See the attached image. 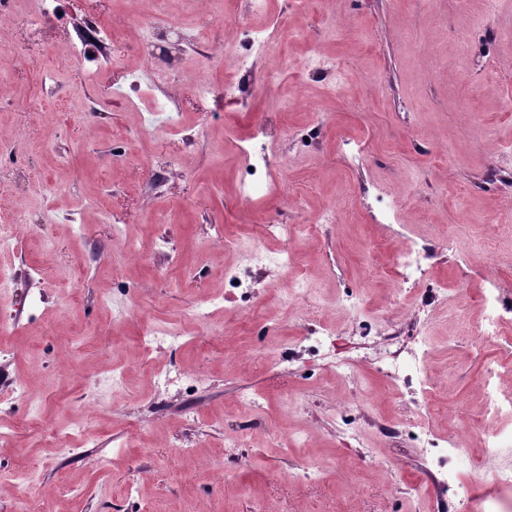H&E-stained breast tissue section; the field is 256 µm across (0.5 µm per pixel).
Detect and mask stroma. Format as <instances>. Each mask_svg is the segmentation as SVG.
<instances>
[{"label": "stroma", "mask_w": 512, "mask_h": 512, "mask_svg": "<svg viewBox=\"0 0 512 512\" xmlns=\"http://www.w3.org/2000/svg\"><path fill=\"white\" fill-rule=\"evenodd\" d=\"M41 10L0 0L14 56L0 72V209L16 221L0 237V512H464L423 469L407 388L378 369L388 335L414 321L433 345V429L461 448L473 503L494 495L512 449L482 438L512 416L482 410V384L498 360L493 386L512 393V355L470 330L486 279L512 290V223L496 221L512 211V0ZM229 20L280 41L253 51ZM257 125L275 187L247 202L240 148ZM383 198L398 205L389 224L374 218ZM272 218L287 237H266ZM220 228L237 248L217 246ZM408 235L431 278L402 296ZM257 245L297 269L248 261ZM241 271L247 288H232ZM169 323L184 335L153 358L193 387L156 388L141 358L143 329ZM325 325L332 354L309 341ZM337 356L358 376H337ZM21 384L29 399L13 398Z\"/></svg>", "instance_id": "stroma-1"}]
</instances>
